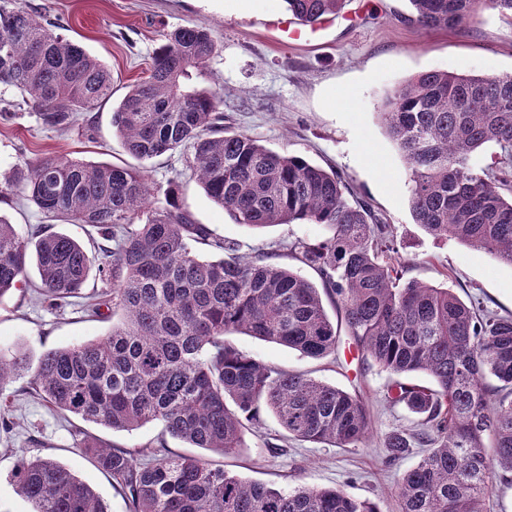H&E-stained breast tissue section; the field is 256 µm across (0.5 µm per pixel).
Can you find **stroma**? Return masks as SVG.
I'll return each instance as SVG.
<instances>
[{"mask_svg":"<svg viewBox=\"0 0 512 512\" xmlns=\"http://www.w3.org/2000/svg\"><path fill=\"white\" fill-rule=\"evenodd\" d=\"M21 4L105 63L112 72V98L90 112V127L60 131L42 126L20 93L0 83V108L8 105L15 113L12 120H0V176L9 174L19 161L49 156L130 162L112 131L114 101L123 97L128 85L146 76L165 33L203 24L213 32L216 52L193 84L222 97L225 125L271 150L300 155L338 171L354 198L369 203L394 225L398 264L405 278L448 288L464 302L479 301L501 314L512 312L511 266L467 244L434 238L414 224L405 164L379 117L385 94L425 71L512 75V22L495 10L484 5L476 20L465 26L426 30L410 22L407 0H349L319 40L299 46L276 40L269 31L270 20L287 14L284 0H21ZM143 171L158 201L163 200L169 181H177L183 210L213 236L238 243L240 255L251 257L262 249L279 248L283 265L318 282V274L288 256L287 249L299 239H321L323 226L278 224L253 229L236 223L206 196L180 151L146 162ZM0 214L23 236L39 227L47 234L67 233L89 249L102 243L89 225L45 218L21 192L0 200ZM38 281L36 267H29L25 284L0 298V349H21L35 361L45 351L97 339L111 330V320L88 315L83 299L61 311L48 310L35 298L33 286ZM232 341L262 363L307 373L361 397L369 407L372 430L355 447L292 440L287 448L275 450L271 444L282 428L268 412L259 429L244 431L237 452L211 454V461L239 478L279 489L341 487L378 501L383 512H393L398 479L418 464L424 451L415 447L397 464L386 461V435L397 429L416 430L420 422L404 405L389 402L392 375L362 356L347 361L344 340L335 354L322 359L248 335H233ZM8 392L14 426L9 431L0 428V512H30L10 474L21 457L37 455L69 468L95 490L110 512H126L122 491L85 455L81 442L89 434L119 448H142L162 439L161 424L115 432L75 416L62 417L29 394L24 377L16 379ZM165 442L173 453L192 451L183 441Z\"/></svg>","mask_w":512,"mask_h":512,"instance_id":"obj_1","label":"stroma"}]
</instances>
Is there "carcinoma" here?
<instances>
[{
  "mask_svg": "<svg viewBox=\"0 0 512 512\" xmlns=\"http://www.w3.org/2000/svg\"><path fill=\"white\" fill-rule=\"evenodd\" d=\"M345 2L284 0L304 24L339 14ZM409 3L424 29L467 24L480 6ZM215 50L206 26L165 34L147 76L112 108V128L140 161L185 152L205 193L238 224L322 225V240H299L290 254L319 272L323 288L274 261L276 253L246 260L239 245L193 223L173 180L165 204L153 207L137 168L63 156L20 162L0 194L18 189L45 216L88 224L112 246L94 255L66 233L39 229L32 244L0 215V297L25 280L33 259L36 294L60 310L84 295L95 269L106 288L92 294L91 312L106 308L121 322L100 339L46 352L34 369L23 353L0 351V396L26 372L30 394L114 431L156 421L194 448L229 455L269 411L285 440L352 447L370 433L361 398L263 364L228 340L240 332L327 357L340 334L325 293L381 370L424 373L435 384L398 382L388 392L423 417L419 440L429 447L399 481L396 512H486L495 469L512 473V314L482 313L447 288L403 279L391 225L349 199L339 173L228 130L217 93L185 84ZM0 83L27 95L40 123L57 130L112 96L110 71L16 0H0ZM380 116L405 160L414 223L512 266V76L422 72L385 96ZM489 145L491 163L475 165ZM199 245L222 257L200 256ZM385 448L389 461L403 459L410 434L392 431ZM89 450L123 489L129 512H382L343 489L245 481L203 455L171 454L163 440L141 463L123 448ZM11 480L32 512H108L86 482L49 458H22Z\"/></svg>",
  "mask_w": 512,
  "mask_h": 512,
  "instance_id": "carcinoma-1",
  "label": "carcinoma"
}]
</instances>
